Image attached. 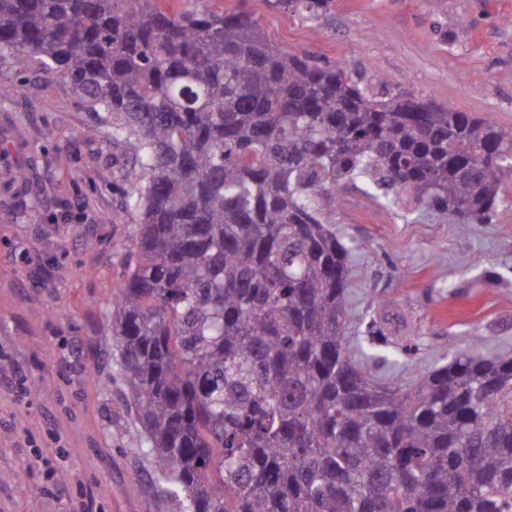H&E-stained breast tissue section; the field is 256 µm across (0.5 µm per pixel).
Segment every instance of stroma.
Instances as JSON below:
<instances>
[{"label": "stroma", "instance_id": "35a3bbf8", "mask_svg": "<svg viewBox=\"0 0 512 512\" xmlns=\"http://www.w3.org/2000/svg\"><path fill=\"white\" fill-rule=\"evenodd\" d=\"M266 36L374 83L490 115L512 134V0H334L313 21L249 0ZM0 97V512H173L111 382L112 299L136 221L123 207L133 150L46 76ZM490 223H440L352 188L336 232L353 245L345 334L364 350L414 345L409 381L479 338L512 357V169Z\"/></svg>", "mask_w": 512, "mask_h": 512}]
</instances>
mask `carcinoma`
Returning <instances> with one entry per match:
<instances>
[{
  "mask_svg": "<svg viewBox=\"0 0 512 512\" xmlns=\"http://www.w3.org/2000/svg\"><path fill=\"white\" fill-rule=\"evenodd\" d=\"M273 4L312 21L332 0ZM0 67L65 82L134 148L112 348L160 498L512 512V358L474 346L411 381L370 377L344 336L353 248L333 227L357 180L412 213L492 220L512 166L495 120L285 49L247 0H0Z\"/></svg>",
  "mask_w": 512,
  "mask_h": 512,
  "instance_id": "obj_1",
  "label": "carcinoma"
}]
</instances>
